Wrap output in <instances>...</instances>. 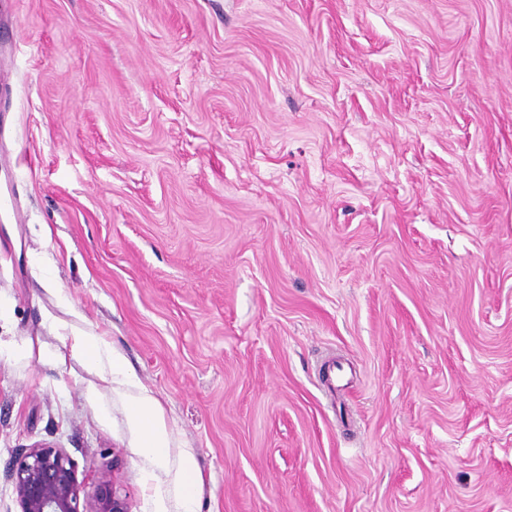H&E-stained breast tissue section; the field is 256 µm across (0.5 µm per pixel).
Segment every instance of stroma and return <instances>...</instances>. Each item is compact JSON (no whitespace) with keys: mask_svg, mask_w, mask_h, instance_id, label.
<instances>
[{"mask_svg":"<svg viewBox=\"0 0 512 512\" xmlns=\"http://www.w3.org/2000/svg\"><path fill=\"white\" fill-rule=\"evenodd\" d=\"M0 68V512L36 443L87 506L512 512V0H0ZM71 351L73 355L85 357L88 360L103 359L107 361L111 370L120 371V363L112 357L108 346L91 336H72ZM131 416L134 423L147 427L144 447L155 459L162 460L167 448L168 434L157 416L156 403L147 396L135 400L131 405Z\"/></svg>","mask_w":512,"mask_h":512,"instance_id":"stroma-1","label":"stroma"}]
</instances>
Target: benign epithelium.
I'll return each instance as SVG.
<instances>
[{
	"mask_svg": "<svg viewBox=\"0 0 512 512\" xmlns=\"http://www.w3.org/2000/svg\"><path fill=\"white\" fill-rule=\"evenodd\" d=\"M20 512H81L82 484L74 463L59 448L35 444L12 461L8 471ZM91 512H129L125 498L115 488L99 483Z\"/></svg>",
	"mask_w": 512,
	"mask_h": 512,
	"instance_id": "benign-epithelium-1",
	"label": "benign epithelium"
}]
</instances>
